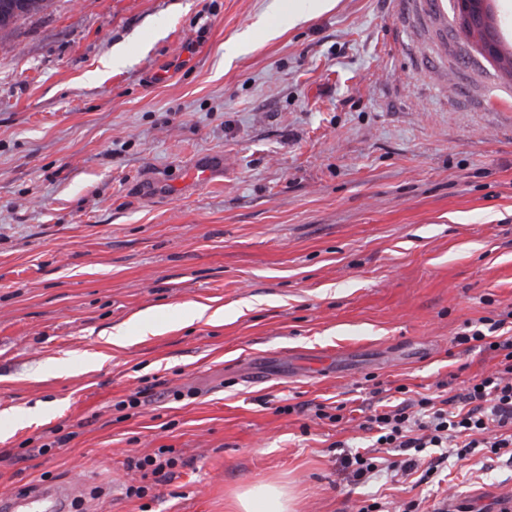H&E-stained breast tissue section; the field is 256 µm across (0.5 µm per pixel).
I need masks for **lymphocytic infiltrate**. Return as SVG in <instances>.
<instances>
[{
	"mask_svg": "<svg viewBox=\"0 0 512 512\" xmlns=\"http://www.w3.org/2000/svg\"><path fill=\"white\" fill-rule=\"evenodd\" d=\"M458 341L494 352V370L456 397L422 395L374 410L366 427L377 431L379 447L448 448L461 458L478 448L512 455V333L493 319L488 329H471Z\"/></svg>",
	"mask_w": 512,
	"mask_h": 512,
	"instance_id": "obj_1",
	"label": "lymphocytic infiltrate"
}]
</instances>
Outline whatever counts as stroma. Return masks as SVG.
Masks as SVG:
<instances>
[{
  "mask_svg": "<svg viewBox=\"0 0 512 512\" xmlns=\"http://www.w3.org/2000/svg\"><path fill=\"white\" fill-rule=\"evenodd\" d=\"M278 2L53 0L0 34V494L72 481L85 512H235L270 482L295 512L512 495L484 449L422 483L387 448L368 480L342 463L375 448L374 383L392 404L496 363L455 338L512 326V90L427 0L293 22ZM203 160L222 180L184 185ZM194 305L213 318L183 322ZM339 402L345 423L316 418ZM161 448L175 467L127 496Z\"/></svg>",
  "mask_w": 512,
  "mask_h": 512,
  "instance_id": "1",
  "label": "stroma"
}]
</instances>
